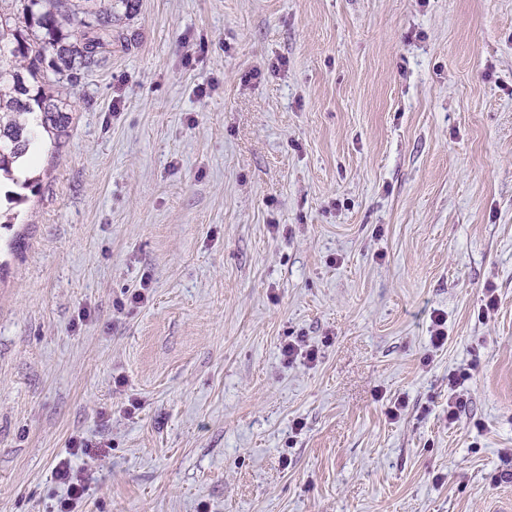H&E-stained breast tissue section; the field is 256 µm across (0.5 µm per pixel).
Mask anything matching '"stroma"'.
I'll use <instances>...</instances> for the list:
<instances>
[{
	"instance_id": "35a3bbf8",
	"label": "stroma",
	"mask_w": 512,
	"mask_h": 512,
	"mask_svg": "<svg viewBox=\"0 0 512 512\" xmlns=\"http://www.w3.org/2000/svg\"><path fill=\"white\" fill-rule=\"evenodd\" d=\"M118 29L0 206V512H57L65 457L83 512L512 501V0H140ZM470 373L466 370L462 371L459 375L453 373L448 378V388L451 393L448 395V421L449 423L458 422L467 405V399H465L462 391L458 392V389L462 387L464 382L469 378Z\"/></svg>"
}]
</instances>
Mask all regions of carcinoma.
<instances>
[{
	"label": "carcinoma",
	"instance_id": "1",
	"mask_svg": "<svg viewBox=\"0 0 512 512\" xmlns=\"http://www.w3.org/2000/svg\"><path fill=\"white\" fill-rule=\"evenodd\" d=\"M139 0H0V180L35 188L12 170L41 132L68 135L67 104L45 86L99 66Z\"/></svg>",
	"mask_w": 512,
	"mask_h": 512
}]
</instances>
